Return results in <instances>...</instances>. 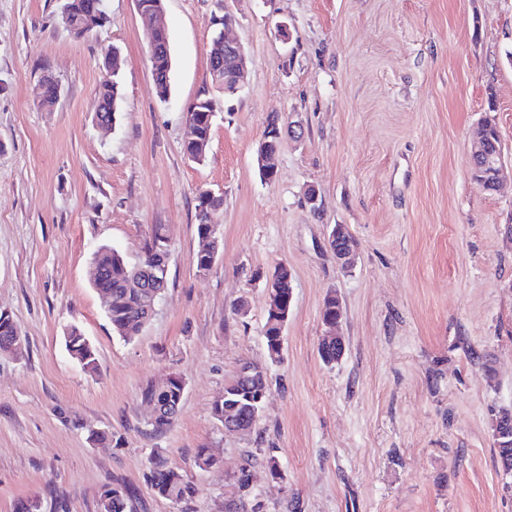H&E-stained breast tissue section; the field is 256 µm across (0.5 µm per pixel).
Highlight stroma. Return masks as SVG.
Segmentation results:
<instances>
[{"label":"stroma","instance_id":"stroma-1","mask_svg":"<svg viewBox=\"0 0 512 512\" xmlns=\"http://www.w3.org/2000/svg\"><path fill=\"white\" fill-rule=\"evenodd\" d=\"M62 3L0 0V309L26 338L0 356V512H100L118 482L135 492L132 512H180L150 487L154 454L196 485L190 512H226L233 498L240 512L257 500L264 512H512L492 437L512 412V173L486 190L468 141L495 120L512 169V0H165V100L134 0H104L108 23L82 37ZM228 9L249 58L229 100L208 60ZM114 46L121 103L105 134L97 89ZM47 74L61 87L49 109L35 96ZM202 96L217 118L195 164L183 132ZM272 112L291 131L267 181L256 152ZM205 190L224 206L220 255L201 273ZM156 224L168 286L128 342L88 268L102 246L137 261ZM336 224L355 241L352 267L329 247ZM282 262L293 301L272 365L265 277ZM332 292L345 353L328 365L318 345ZM73 325L94 372L65 348ZM244 361L267 366L269 390L240 436L212 404ZM169 375L185 382L182 406L153 433L139 392ZM95 431L108 441L91 442ZM202 447L217 460L206 471ZM269 454L280 479L264 472ZM248 460L255 494L240 498L231 480Z\"/></svg>","mask_w":512,"mask_h":512}]
</instances>
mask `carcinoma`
Masks as SVG:
<instances>
[{
  "label": "carcinoma",
  "instance_id": "1",
  "mask_svg": "<svg viewBox=\"0 0 512 512\" xmlns=\"http://www.w3.org/2000/svg\"><path fill=\"white\" fill-rule=\"evenodd\" d=\"M71 10L72 26L70 31L81 37L106 24L103 17V0H65ZM118 74L104 80L98 87L99 98L112 104L113 109L119 107V94L115 86L119 85ZM216 107L209 97L197 100L194 113L196 118V141L184 143V153L187 158L197 164L206 160L207 154L201 147L208 144L211 139L214 119L209 110ZM476 133L489 146H501L500 135L495 124L485 119L478 123ZM224 206V198L205 197L200 193L196 206L197 232L199 238H204L208 224L215 218ZM166 240L165 228L156 224L146 241L140 259L134 263L128 262L116 249L101 246L92 255L91 285L95 290L112 298L107 316L112 323L113 330L126 341H132L140 335L146 322L140 314L141 294L134 288L128 287L132 275L141 273L153 260L152 253ZM277 276L279 288L276 293L267 297L265 318V342L268 360L272 364L281 362L279 343L284 324L288 321V314L292 303L291 278L287 273L273 271ZM342 309L338 299L333 294L328 295L322 308V321H337L341 318ZM18 326L13 317L0 311V354L7 353ZM65 345L70 356L77 360L83 368L93 370L97 365L95 349L81 330L73 325L65 337ZM269 389L267 368L250 362L242 363L238 371L224 385V395L214 401L212 413L219 422H224V410H234L238 426L243 433H251L255 425L254 412L257 408V397ZM141 403L158 409V412L147 417L146 423L155 433L166 430L174 421L173 411L180 408L183 400L182 388L175 384L169 388H161L149 382L140 392ZM150 483L153 490L160 496L176 503L188 504L197 493L195 485L182 474L165 467L159 457L150 458ZM132 490L117 483L105 488L100 495V512H130Z\"/></svg>",
  "mask_w": 512,
  "mask_h": 512
}]
</instances>
